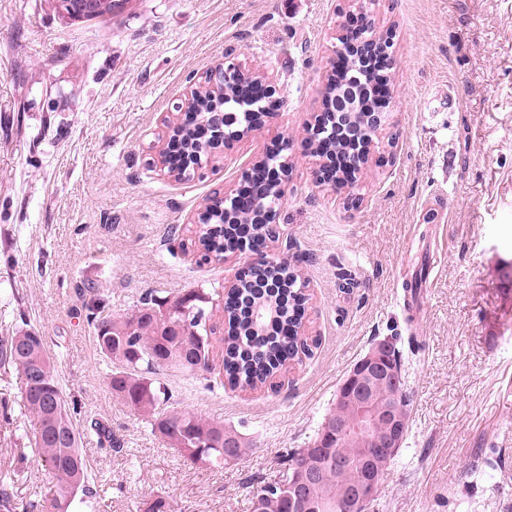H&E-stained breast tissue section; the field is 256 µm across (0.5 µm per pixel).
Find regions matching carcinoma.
<instances>
[{
	"label": "carcinoma",
	"instance_id": "cac0c4a2",
	"mask_svg": "<svg viewBox=\"0 0 512 512\" xmlns=\"http://www.w3.org/2000/svg\"><path fill=\"white\" fill-rule=\"evenodd\" d=\"M133 0H56V9L73 22L112 20ZM377 80L391 81L387 69H369L350 58L347 71L328 80L323 93L326 111L335 109L336 95L346 84L366 88ZM199 114L222 108L228 113L224 131L235 136L261 126L259 116L246 112L235 91L224 97L205 93L192 103ZM367 133L348 145L334 137L309 143L311 153L319 150L351 153L364 145ZM181 153L188 157L205 155L213 146L210 136L190 126L178 134ZM252 205L219 207L200 218L197 242L204 256L215 261L243 249L265 245L268 225L255 224ZM86 317L94 326L95 339L103 358L112 365L109 388L138 415L144 417L151 434L167 445L181 444L178 451L193 463L221 464L239 459L250 442L237 429L221 421L207 420L178 408L162 409L168 392L152 378L159 368L174 367L186 372L211 370L214 345L207 327L213 316V296L202 288H192L170 299L146 295L126 314H114L109 303L91 285L85 286ZM308 297L296 268L273 260L239 279L238 287L221 303L228 329L219 339V361L224 380L232 387L256 389L267 385L291 362L301 361L307 345L297 335ZM0 361L14 366L24 381L25 408L37 418V445L44 462L57 477L52 497L42 512H66L78 491H86L90 479L81 448V434L74 424L57 378L45 337L33 329H21L0 344ZM394 411L407 414L411 399L403 383L392 398ZM376 429L347 440L342 447L315 455L296 448L288 456V469L320 468L323 476L305 490L318 505L317 512H342L350 486L358 479L360 449L373 447ZM252 512H291L288 479L267 485L253 498Z\"/></svg>",
	"mask_w": 512,
	"mask_h": 512
}]
</instances>
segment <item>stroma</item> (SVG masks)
<instances>
[{
	"label": "stroma",
	"instance_id": "1",
	"mask_svg": "<svg viewBox=\"0 0 512 512\" xmlns=\"http://www.w3.org/2000/svg\"><path fill=\"white\" fill-rule=\"evenodd\" d=\"M345 4L133 0L118 21L72 24L54 0H0V341L24 326L47 338L95 474L69 512H145L158 495L175 512H251L357 359L392 336L413 341L410 427L374 512H512V0H374L396 32L389 124L339 190L316 183L301 140ZM229 48L283 105L175 181L155 162L174 105ZM288 139L291 241L267 252L298 258L318 344L274 389L158 370L173 406L250 440L237 461L191 464L112 395L80 289L116 314L149 293L223 291L248 256L202 262L196 212ZM22 388L0 365V512H40L56 483Z\"/></svg>",
	"mask_w": 512,
	"mask_h": 512
}]
</instances>
